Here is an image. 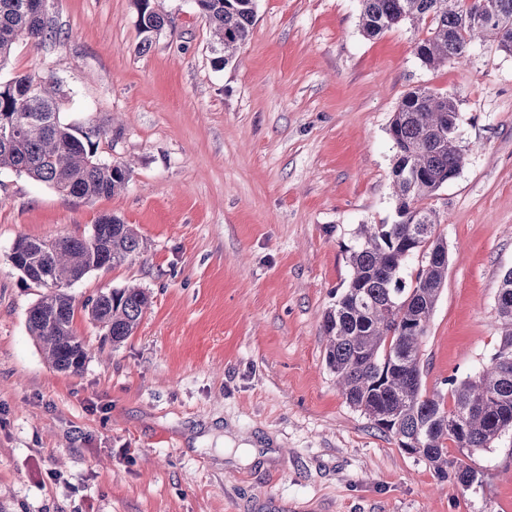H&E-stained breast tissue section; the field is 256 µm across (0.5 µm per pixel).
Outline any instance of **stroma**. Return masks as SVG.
<instances>
[{
  "label": "stroma",
  "instance_id": "1",
  "mask_svg": "<svg viewBox=\"0 0 512 512\" xmlns=\"http://www.w3.org/2000/svg\"><path fill=\"white\" fill-rule=\"evenodd\" d=\"M157 6L171 22L143 51L133 0H46L59 39L0 71L58 78L62 120L100 126L97 158L130 171L84 200L0 170V512H512V431L472 452L471 486L438 481L345 401L323 331L358 225L398 220L388 127L426 87L456 99L467 156L428 201L448 276L422 386L489 361L512 268V55L486 42L429 69L425 24L370 39L360 0H257L220 68L191 0ZM112 214L143 247L71 288L90 354L57 371L28 331L43 290L9 255ZM127 286L151 305L116 346L83 305Z\"/></svg>",
  "mask_w": 512,
  "mask_h": 512
}]
</instances>
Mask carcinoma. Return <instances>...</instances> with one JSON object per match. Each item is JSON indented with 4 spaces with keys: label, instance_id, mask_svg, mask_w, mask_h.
Segmentation results:
<instances>
[{
    "label": "carcinoma",
    "instance_id": "obj_1",
    "mask_svg": "<svg viewBox=\"0 0 512 512\" xmlns=\"http://www.w3.org/2000/svg\"><path fill=\"white\" fill-rule=\"evenodd\" d=\"M155 0H134L141 47L169 23ZM208 21L212 50L228 64L250 38L256 0H193ZM360 27L375 38L408 21L429 22L415 54L426 67L466 61L473 42L490 38L512 54V0H360ZM41 0H0V69L19 42L42 45L59 30L42 11ZM59 84L53 77L17 74L0 81V116L14 119L11 134L0 136V169H12L46 183L65 196L91 200L125 187L127 167L95 158V142L82 128L60 119ZM460 112L456 100L427 88L408 92L389 125L395 150L392 189L399 222L362 224L349 255L352 276L324 318L327 365L346 402L400 446L411 445L441 480L472 485L477 471L459 453L488 449L512 430V270L502 276L496 309L502 334L487 365L474 376L448 379V394L423 392L420 344L448 275V245L436 235L438 217L426 204L455 178L465 162V147L448 133ZM98 224L110 226L96 236L64 237L53 247L23 238L26 279L56 284L46 289L27 317L52 367L78 373L88 359L73 330V283L99 269L102 262L123 263L139 252L142 240L115 215ZM417 260L406 284V264ZM150 305L140 287L114 289L85 304L90 320L109 330L112 344L132 335Z\"/></svg>",
    "mask_w": 512,
    "mask_h": 512
}]
</instances>
